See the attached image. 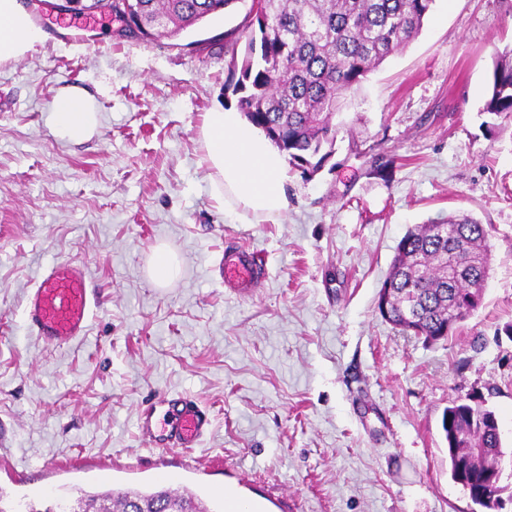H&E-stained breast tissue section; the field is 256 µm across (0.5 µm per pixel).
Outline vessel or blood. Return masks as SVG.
<instances>
[{"label": "vessel or blood", "instance_id": "obj_1", "mask_svg": "<svg viewBox=\"0 0 512 512\" xmlns=\"http://www.w3.org/2000/svg\"><path fill=\"white\" fill-rule=\"evenodd\" d=\"M261 266L256 252L239 249L236 258L224 264V283L231 288H248ZM97 307L83 267L73 262L58 263L42 271L27 297L25 318L43 340L65 344L84 335ZM167 406L168 419L163 429L156 431L155 443L163 450H177L184 461H191L193 448L211 425L210 418L190 397L168 400Z\"/></svg>", "mask_w": 512, "mask_h": 512}]
</instances>
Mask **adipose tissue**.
<instances>
[{
  "mask_svg": "<svg viewBox=\"0 0 512 512\" xmlns=\"http://www.w3.org/2000/svg\"><path fill=\"white\" fill-rule=\"evenodd\" d=\"M40 38L19 0H0V62L18 58ZM62 136L81 141L97 130L99 116L91 97L61 90L51 106ZM206 161L214 171L212 193L236 219L277 222L288 205L283 154L235 109L207 113L201 128Z\"/></svg>",
  "mask_w": 512,
  "mask_h": 512,
  "instance_id": "adipose-tissue-1",
  "label": "adipose tissue"
}]
</instances>
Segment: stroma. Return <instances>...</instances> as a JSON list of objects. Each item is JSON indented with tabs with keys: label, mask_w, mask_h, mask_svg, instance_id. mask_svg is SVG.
Segmentation results:
<instances>
[{
	"label": "stroma",
	"mask_w": 512,
	"mask_h": 512,
	"mask_svg": "<svg viewBox=\"0 0 512 512\" xmlns=\"http://www.w3.org/2000/svg\"><path fill=\"white\" fill-rule=\"evenodd\" d=\"M22 2L43 37L0 63V495L44 512L77 488H161L168 471L212 512L228 488L254 512H471L441 419L482 396L512 452V118L482 111L512 0H435L336 113L324 165L288 166L277 224L225 216L200 135L230 105L222 35L247 0L148 39ZM63 88L96 102L90 139L56 134ZM451 213L485 224L492 271L481 308L426 344L380 316L377 294L406 231ZM159 243L181 261L165 288L145 274ZM244 246L266 272L240 292L219 265ZM66 261L98 308L57 345L24 308ZM182 396L211 419L191 469L161 460L140 423Z\"/></svg>",
	"instance_id": "stroma-1"
}]
</instances>
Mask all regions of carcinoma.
<instances>
[{
	"label": "carcinoma",
	"instance_id": "obj_1",
	"mask_svg": "<svg viewBox=\"0 0 512 512\" xmlns=\"http://www.w3.org/2000/svg\"><path fill=\"white\" fill-rule=\"evenodd\" d=\"M237 0H134L145 37L178 36L231 12ZM435 0H252L237 26L224 32L231 52L226 89L236 108L286 153L289 162L316 172L332 153V117L348 93L422 31ZM246 38L242 59L237 46ZM482 112L512 116V49L499 54ZM491 271V248L482 222L450 214L410 228L399 241L378 299L389 297L381 317L404 336L448 339L482 304ZM486 418V407L452 405L442 417L451 479L462 480L451 434L465 415ZM474 444L497 448L488 425L471 430ZM212 512L195 493L162 488L84 493L60 499L44 512Z\"/></svg>",
	"mask_w": 512,
	"mask_h": 512
}]
</instances>
